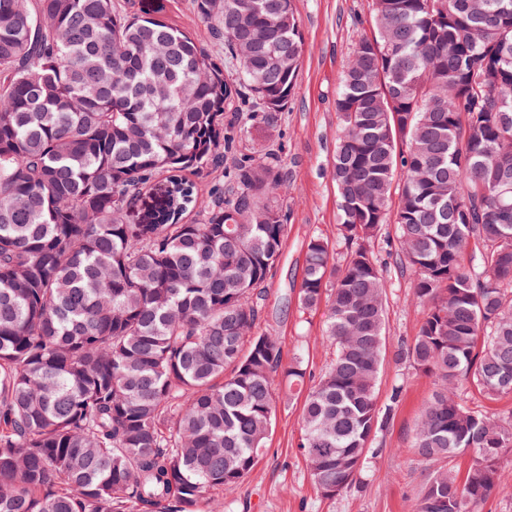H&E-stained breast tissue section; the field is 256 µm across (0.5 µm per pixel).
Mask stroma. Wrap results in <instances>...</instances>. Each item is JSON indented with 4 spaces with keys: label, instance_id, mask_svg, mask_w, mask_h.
<instances>
[{
    "label": "stroma",
    "instance_id": "obj_1",
    "mask_svg": "<svg viewBox=\"0 0 512 512\" xmlns=\"http://www.w3.org/2000/svg\"><path fill=\"white\" fill-rule=\"evenodd\" d=\"M303 33L302 65L295 94L285 112L273 122L256 120L238 132L234 158L218 170L189 173L198 191L196 207L183 221L204 219L210 191L216 184L232 190L224 174L235 159H263L277 150L283 166L281 195L288 216V235L282 256L266 286L261 331L279 336L285 358L301 354L307 367L306 384L314 386L325 372L332 350L324 329L326 305L308 318L297 312L296 298L305 265L306 244L319 235L337 242L336 189L331 163L339 118L336 97L348 49L361 36L367 0H294ZM131 10L157 12L180 28L197 32L203 25L191 0H128ZM394 225H385L375 242L383 263L386 291V344L396 347L415 335L423 308L413 296V276L402 270L392 244ZM403 392L390 425L371 442L367 463L355 486L326 499L312 484L298 444L303 434L299 396H280L273 429L259 463L235 489L224 494V512H416L426 467L411 450L418 415L429 398L434 380L413 367L385 359L379 379L380 405H387L394 386Z\"/></svg>",
    "mask_w": 512,
    "mask_h": 512
}]
</instances>
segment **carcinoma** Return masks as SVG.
I'll return each mask as SVG.
<instances>
[{
    "label": "carcinoma",
    "instance_id": "obj_1",
    "mask_svg": "<svg viewBox=\"0 0 512 512\" xmlns=\"http://www.w3.org/2000/svg\"><path fill=\"white\" fill-rule=\"evenodd\" d=\"M192 6L224 59L114 0H0V512H224L265 448L276 378L303 388L302 358L283 362L280 338L256 331L288 233L278 160L239 161L235 196L213 189L203 222L183 223L185 172L233 151L224 113L288 108L303 34L293 0ZM368 12L336 98L343 256L310 237L297 296L303 315L328 299L334 348L298 448L334 497L393 419L401 387L377 395L374 251L393 223L425 305L393 359L435 381L412 449L428 465L470 459L463 480L429 471L417 512H478L512 455V415L448 387L512 395V0Z\"/></svg>",
    "mask_w": 512,
    "mask_h": 512
}]
</instances>
